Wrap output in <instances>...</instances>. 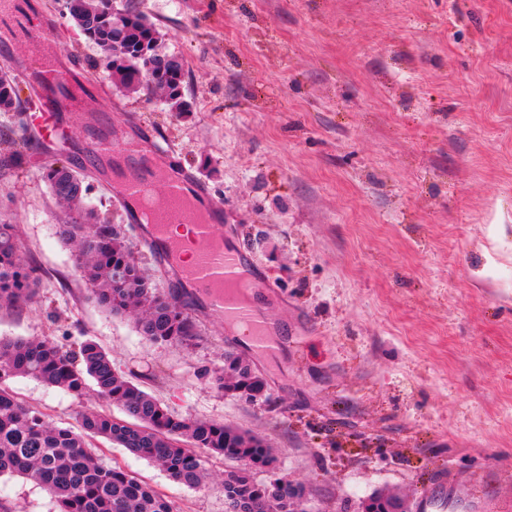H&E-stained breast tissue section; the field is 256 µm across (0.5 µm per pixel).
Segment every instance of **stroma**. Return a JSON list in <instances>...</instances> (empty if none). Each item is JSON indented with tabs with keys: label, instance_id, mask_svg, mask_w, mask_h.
<instances>
[{
	"label": "stroma",
	"instance_id": "35a3bbf8",
	"mask_svg": "<svg viewBox=\"0 0 512 512\" xmlns=\"http://www.w3.org/2000/svg\"><path fill=\"white\" fill-rule=\"evenodd\" d=\"M183 55V98L120 87L70 20L58 42L81 62L84 109L115 127L139 120L224 202L223 232L255 262L268 314L288 334L276 356L226 332L204 299L190 346L145 340L133 320L85 299L72 249L57 233L78 218L55 202L19 127L34 105L0 112V224L20 228L43 286L0 309V336L76 345L112 356L174 413L248 428L273 471L305 488L303 512H362L374 494L414 505L448 476V512H512V0H115ZM67 152L88 174L89 201L126 222L93 177L89 140L71 126ZM27 152L24 169L5 166ZM251 355L270 401L234 399L212 377L225 348ZM11 388L55 421L103 406L18 377ZM166 497L174 512H224L222 459L204 490L96 439ZM0 512H55L50 495L0 477Z\"/></svg>",
	"mask_w": 512,
	"mask_h": 512
}]
</instances>
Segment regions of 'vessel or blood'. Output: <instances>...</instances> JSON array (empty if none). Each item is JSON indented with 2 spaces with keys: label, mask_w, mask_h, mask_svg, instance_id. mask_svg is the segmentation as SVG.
<instances>
[{
  "label": "vessel or blood",
  "mask_w": 512,
  "mask_h": 512,
  "mask_svg": "<svg viewBox=\"0 0 512 512\" xmlns=\"http://www.w3.org/2000/svg\"><path fill=\"white\" fill-rule=\"evenodd\" d=\"M29 59L19 72L38 89L39 105L28 113L22 136L38 132L43 141L66 144L69 128L65 115L76 112L80 102L73 94L78 62L64 63L55 22L46 16L24 24ZM100 152L113 158L109 189L125 207L129 222L140 225L144 244L153 245L159 257L176 274L181 287L206 298L226 326L245 328L255 350L273 355L281 331L264 310L256 290L261 276L253 260L224 239V203L206 190L187 170L171 174L167 168L173 153L150 133L129 138L113 136L99 143ZM189 226L193 252L189 264H182L181 243L168 230ZM445 489L424 491L415 501V512H447Z\"/></svg>",
  "instance_id": "obj_1"
}]
</instances>
